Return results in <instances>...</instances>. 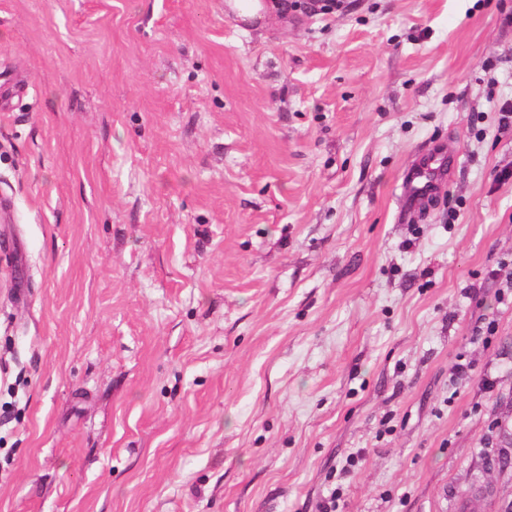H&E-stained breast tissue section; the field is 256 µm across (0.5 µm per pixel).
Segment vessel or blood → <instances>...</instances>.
Returning <instances> with one entry per match:
<instances>
[{
  "label": "vessel or blood",
  "instance_id": "1",
  "mask_svg": "<svg viewBox=\"0 0 512 512\" xmlns=\"http://www.w3.org/2000/svg\"><path fill=\"white\" fill-rule=\"evenodd\" d=\"M456 165L455 155L440 145L417 153L402 175L400 219L424 213Z\"/></svg>",
  "mask_w": 512,
  "mask_h": 512
}]
</instances>
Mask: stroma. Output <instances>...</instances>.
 <instances>
[{
	"mask_svg": "<svg viewBox=\"0 0 512 512\" xmlns=\"http://www.w3.org/2000/svg\"><path fill=\"white\" fill-rule=\"evenodd\" d=\"M285 2L0 0V512L512 503V0ZM456 166L455 155L442 145L417 153L402 175L398 222L424 213Z\"/></svg>",
	"mask_w": 512,
	"mask_h": 512,
	"instance_id": "1",
	"label": "stroma"
}]
</instances>
